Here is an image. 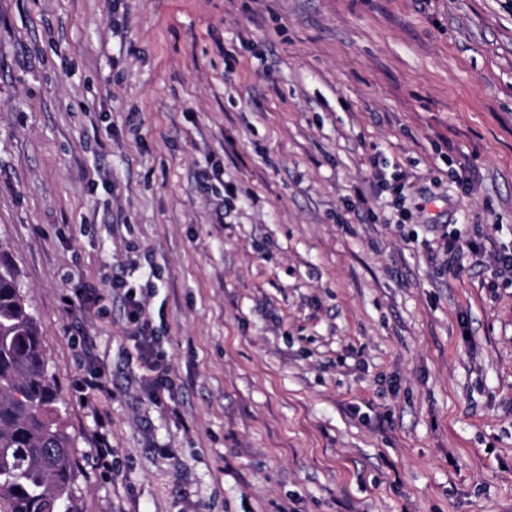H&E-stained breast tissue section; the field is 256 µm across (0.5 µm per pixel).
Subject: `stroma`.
Wrapping results in <instances>:
<instances>
[{"label":"stroma","instance_id":"obj_1","mask_svg":"<svg viewBox=\"0 0 512 512\" xmlns=\"http://www.w3.org/2000/svg\"><path fill=\"white\" fill-rule=\"evenodd\" d=\"M504 252L512 0H0V257L71 512H512ZM125 314L127 323L133 326L130 337L134 341L141 366L151 372H155L163 356L158 349L157 337L154 336L150 329L144 304L137 298L136 293L127 294Z\"/></svg>","mask_w":512,"mask_h":512}]
</instances>
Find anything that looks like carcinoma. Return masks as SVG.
<instances>
[{
  "instance_id": "cac0c4a2",
  "label": "carcinoma",
  "mask_w": 512,
  "mask_h": 512,
  "mask_svg": "<svg viewBox=\"0 0 512 512\" xmlns=\"http://www.w3.org/2000/svg\"><path fill=\"white\" fill-rule=\"evenodd\" d=\"M17 270L0 258V512L70 501L75 459L36 320Z\"/></svg>"
}]
</instances>
